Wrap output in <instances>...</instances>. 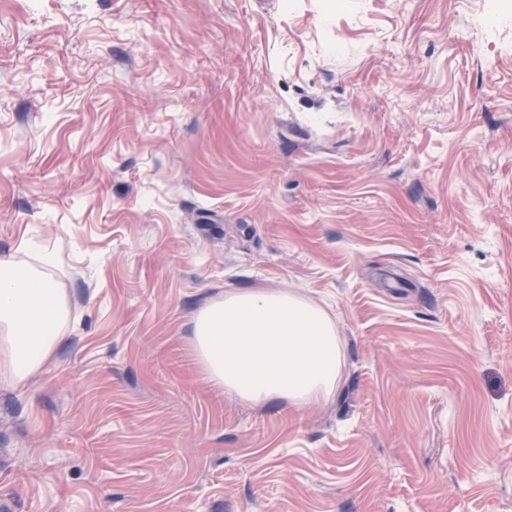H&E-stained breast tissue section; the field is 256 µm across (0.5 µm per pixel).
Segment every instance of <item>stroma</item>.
Instances as JSON below:
<instances>
[{"label":"stroma","instance_id":"stroma-1","mask_svg":"<svg viewBox=\"0 0 512 512\" xmlns=\"http://www.w3.org/2000/svg\"><path fill=\"white\" fill-rule=\"evenodd\" d=\"M0 512H512V0H0ZM323 306L336 394L240 404L205 303ZM69 306L41 271L0 259V378L15 387L35 377L63 343Z\"/></svg>","mask_w":512,"mask_h":512}]
</instances>
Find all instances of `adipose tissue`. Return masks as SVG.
<instances>
[{"instance_id": "adipose-tissue-1", "label": "adipose tissue", "mask_w": 512, "mask_h": 512, "mask_svg": "<svg viewBox=\"0 0 512 512\" xmlns=\"http://www.w3.org/2000/svg\"><path fill=\"white\" fill-rule=\"evenodd\" d=\"M69 306L41 271L0 259V380L23 386L64 341ZM191 344L207 379L243 403L330 399L344 351L330 316L279 289L245 288L196 313Z\"/></svg>"}]
</instances>
